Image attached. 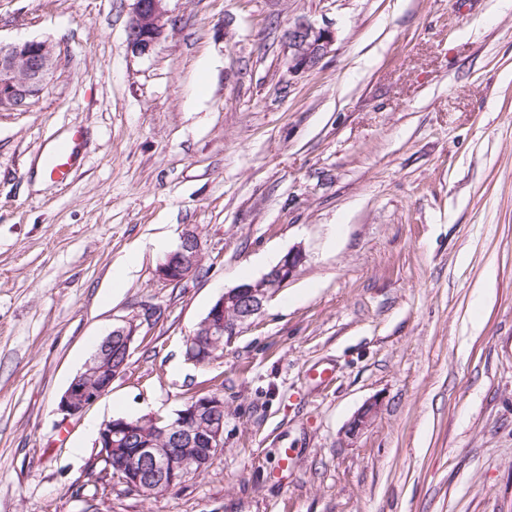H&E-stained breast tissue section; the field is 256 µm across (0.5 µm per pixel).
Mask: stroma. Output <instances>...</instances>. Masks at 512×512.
Instances as JSON below:
<instances>
[{"label": "stroma", "instance_id": "obj_1", "mask_svg": "<svg viewBox=\"0 0 512 512\" xmlns=\"http://www.w3.org/2000/svg\"><path fill=\"white\" fill-rule=\"evenodd\" d=\"M133 4L0 0V40L58 54L29 111L0 112V512H512V0H169L145 57ZM299 21L336 42L292 74ZM76 128L69 183L37 177ZM188 228L202 270L164 284ZM296 248L248 328L187 360L212 302ZM145 304L125 371L64 420ZM215 389L200 478L101 482L89 424ZM157 312L156 307L144 305L134 319L126 321L125 325L115 327L100 341L83 371L72 379L58 401L57 408L64 419L81 417L90 406L111 390L113 380L125 371L131 346L137 338V331L144 324H153L158 318ZM112 346L118 349L117 355L120 358L124 356L123 361L116 367V357L112 359ZM91 377L97 381L93 385L89 383Z\"/></svg>", "mask_w": 512, "mask_h": 512}]
</instances>
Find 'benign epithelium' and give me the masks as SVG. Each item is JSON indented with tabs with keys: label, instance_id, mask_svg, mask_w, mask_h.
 <instances>
[{
	"label": "benign epithelium",
	"instance_id": "obj_1",
	"mask_svg": "<svg viewBox=\"0 0 512 512\" xmlns=\"http://www.w3.org/2000/svg\"><path fill=\"white\" fill-rule=\"evenodd\" d=\"M168 0H134L128 25V47L132 54L142 57L153 52L165 36L172 19ZM290 55L288 70L292 73L316 69L336 42L330 27H315L298 22L286 36ZM57 63L53 44L48 40L31 39L20 43L0 41V112H24L39 99ZM202 242L199 234L187 229L182 233L179 247L169 253L157 269L158 279L177 285L199 273L202 266ZM305 255L299 249L289 250L260 279L241 283L224 291L211 305L196 330L185 339L190 360L204 364L212 361L216 352L202 346L198 340L206 336L217 345L223 337L242 332L250 320L259 314L265 303L288 285L303 264ZM157 319V309L145 305L135 318L115 327L101 341L83 371L70 382L61 395L57 408L64 418L80 417L112 388L113 380L125 371L136 333L143 325ZM378 412L377 402L366 403L349 423L347 433L354 435L364 429ZM224 400L212 393L199 394L193 406L178 417L164 421L158 433L182 446L204 448L179 461L172 460L152 442H144L124 419L104 421L97 434L95 462L105 463L101 478H117L128 489L139 494H153L176 480L179 470H203L224 446ZM205 418L207 423L197 429L195 422ZM124 454L122 468L111 471L112 452Z\"/></svg>",
	"mask_w": 512,
	"mask_h": 512
}]
</instances>
